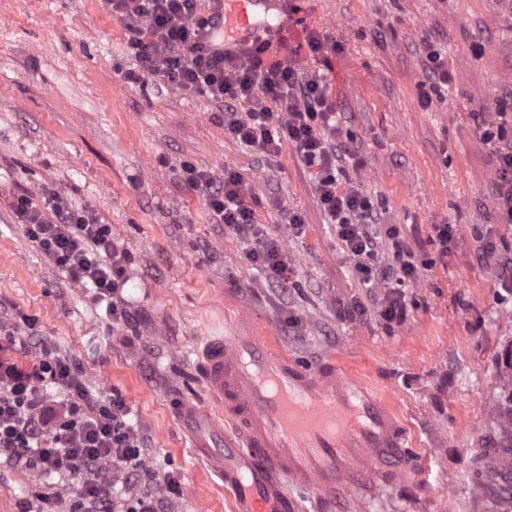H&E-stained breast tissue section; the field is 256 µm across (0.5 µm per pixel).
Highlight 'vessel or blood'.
<instances>
[{
  "instance_id": "1",
  "label": "vessel or blood",
  "mask_w": 512,
  "mask_h": 512,
  "mask_svg": "<svg viewBox=\"0 0 512 512\" xmlns=\"http://www.w3.org/2000/svg\"><path fill=\"white\" fill-rule=\"evenodd\" d=\"M318 16L288 0H214L211 31L237 55L258 40L279 45ZM200 369L223 417L178 400L191 446L234 496L233 512H295L286 486L337 493L372 490L402 474L406 433L389 407L327 358L312 364L256 335L250 320L206 340Z\"/></svg>"
}]
</instances>
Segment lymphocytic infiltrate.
I'll return each instance as SVG.
<instances>
[{"label":"lymphocytic infiltrate","mask_w":512,"mask_h":512,"mask_svg":"<svg viewBox=\"0 0 512 512\" xmlns=\"http://www.w3.org/2000/svg\"><path fill=\"white\" fill-rule=\"evenodd\" d=\"M125 34L128 52L142 64L128 73L133 82L161 76L179 89L204 96L224 109V132L269 156L283 142L297 148L313 174L317 201L331 223L360 280L367 285L389 282L391 291L380 311L389 322L405 315V290L419 278L414 254L395 224L381 214L348 175L359 161H347L340 150L341 117L323 72L303 68L300 52L318 60L327 49L319 32L307 33L303 47H286L284 61L268 63L267 44L252 45L242 55H225L211 36L207 10L198 0H102ZM426 79L419 86L424 106L450 81L448 67L433 40H425ZM480 138L494 145L496 181L493 197L502 223L512 224V94L500 101L495 120H478ZM181 181L205 188L209 206L222 223L250 245L249 256L267 279L284 283L279 244L255 224L242 193L238 172L215 180L191 163L180 169ZM12 207L28 225L46 259L70 281L92 284L98 299L108 302L113 319H126L116 297L126 283L127 254L112 240L108 225L87 212L70 209L52 189L40 202L17 196ZM391 257L381 261V250ZM16 324H0V460L67 487L66 512H168L176 493L174 478L164 494L136 492L148 477L144 448L147 437L130 417L120 392L106 399L92 396L68 358L41 346L36 361L25 365L16 353L26 348ZM57 397H50L49 388Z\"/></svg>","instance_id":"obj_1"}]
</instances>
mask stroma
<instances>
[{"instance_id": "stroma-1", "label": "stroma", "mask_w": 512, "mask_h": 512, "mask_svg": "<svg viewBox=\"0 0 512 512\" xmlns=\"http://www.w3.org/2000/svg\"><path fill=\"white\" fill-rule=\"evenodd\" d=\"M302 5L323 16L320 31L338 46L327 58L340 140L363 161L352 177L421 264L404 319L381 318L387 285L359 280L294 144L264 156L225 134L214 102L160 77L127 81L138 63L99 0H0V322L30 337L19 360L45 343L76 364L92 394L121 392L147 436V467L179 483L171 512H232L231 492L191 448L171 399L213 406L200 340L249 314L289 353L335 356L405 428L409 473L351 493L335 512H491L472 472L512 428V293L499 285L512 224L498 221L495 157L475 115L494 118L512 91V50L500 48L512 0ZM429 36L452 80L426 109ZM186 161L218 179L228 169L242 175L257 224L281 244L287 287L267 281L248 244L217 223L204 190L181 182ZM46 186L110 225L127 252V319L113 320L93 288L53 268L19 224L14 198H39ZM290 210L302 234L290 230ZM437 224L454 227L447 248L434 238ZM488 227L498 256L486 260L477 237ZM48 490L35 474L0 465V512Z\"/></svg>"}]
</instances>
